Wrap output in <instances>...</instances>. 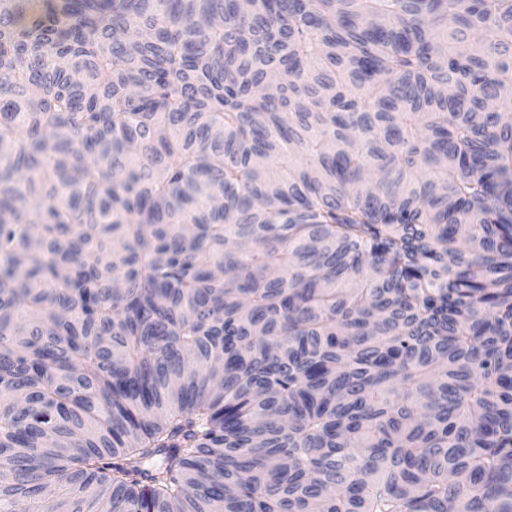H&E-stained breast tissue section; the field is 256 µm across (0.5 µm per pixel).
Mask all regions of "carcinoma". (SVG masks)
Instances as JSON below:
<instances>
[{"label": "carcinoma", "instance_id": "obj_1", "mask_svg": "<svg viewBox=\"0 0 512 512\" xmlns=\"http://www.w3.org/2000/svg\"><path fill=\"white\" fill-rule=\"evenodd\" d=\"M0 512H512V0H0Z\"/></svg>", "mask_w": 512, "mask_h": 512}]
</instances>
